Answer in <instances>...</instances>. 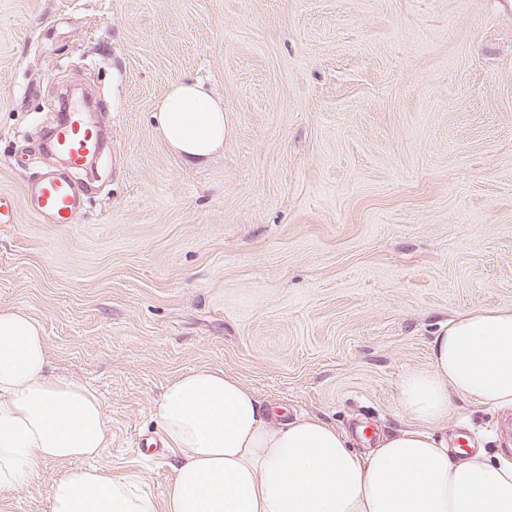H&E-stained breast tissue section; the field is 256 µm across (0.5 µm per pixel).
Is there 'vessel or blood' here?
Masks as SVG:
<instances>
[{"instance_id": "vessel-or-blood-1", "label": "vessel or blood", "mask_w": 512, "mask_h": 512, "mask_svg": "<svg viewBox=\"0 0 512 512\" xmlns=\"http://www.w3.org/2000/svg\"><path fill=\"white\" fill-rule=\"evenodd\" d=\"M53 143L56 150L66 155L69 166L47 172L28 195L27 206L51 223L70 224L84 207L71 171L96 152L99 137L95 129L74 118L56 129Z\"/></svg>"}]
</instances>
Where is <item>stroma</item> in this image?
I'll return each mask as SVG.
<instances>
[{
    "instance_id": "35a3bbf8",
    "label": "stroma",
    "mask_w": 512,
    "mask_h": 512,
    "mask_svg": "<svg viewBox=\"0 0 512 512\" xmlns=\"http://www.w3.org/2000/svg\"><path fill=\"white\" fill-rule=\"evenodd\" d=\"M224 102V153L159 135L169 85ZM112 140L72 224L25 205L65 86ZM0 309L95 391L93 464L162 495L164 386L234 376L365 439L408 424L402 375L454 314L512 307V0H0ZM449 435L512 449V411L452 397ZM45 461L0 512H49Z\"/></svg>"
}]
</instances>
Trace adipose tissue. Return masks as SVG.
Returning a JSON list of instances; mask_svg holds the SVG:
<instances>
[{"label": "adipose tissue", "instance_id": "adipose-tissue-1", "mask_svg": "<svg viewBox=\"0 0 512 512\" xmlns=\"http://www.w3.org/2000/svg\"><path fill=\"white\" fill-rule=\"evenodd\" d=\"M185 163L224 150V104L202 83L171 85L154 114ZM42 328L0 309V493L31 483L42 461H82L49 489L50 512H512V454L452 448L450 398L512 409V308L457 313L428 368L398 383L408 425L360 451L321 417L286 418L224 371L196 368L163 389L162 443L176 458L161 496L135 474L90 465L109 441L99 397L47 373Z\"/></svg>", "mask_w": 512, "mask_h": 512}]
</instances>
